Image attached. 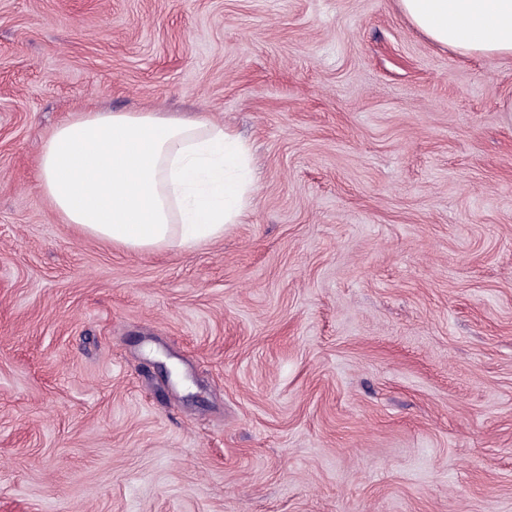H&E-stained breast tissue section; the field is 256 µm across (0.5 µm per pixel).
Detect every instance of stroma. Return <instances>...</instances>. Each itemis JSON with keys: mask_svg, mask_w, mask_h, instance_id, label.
I'll list each match as a JSON object with an SVG mask.
<instances>
[{"mask_svg": "<svg viewBox=\"0 0 512 512\" xmlns=\"http://www.w3.org/2000/svg\"><path fill=\"white\" fill-rule=\"evenodd\" d=\"M178 112L241 223L127 252L44 137ZM0 512H512V57L398 0H0Z\"/></svg>", "mask_w": 512, "mask_h": 512, "instance_id": "35a3bbf8", "label": "stroma"}]
</instances>
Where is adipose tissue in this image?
<instances>
[{
	"mask_svg": "<svg viewBox=\"0 0 512 512\" xmlns=\"http://www.w3.org/2000/svg\"><path fill=\"white\" fill-rule=\"evenodd\" d=\"M410 23L463 55L512 56V0H399ZM63 223L130 251L221 238L256 189L246 144L222 124L163 112H79L39 154Z\"/></svg>",
	"mask_w": 512,
	"mask_h": 512,
	"instance_id": "obj_1",
	"label": "adipose tissue"
}]
</instances>
